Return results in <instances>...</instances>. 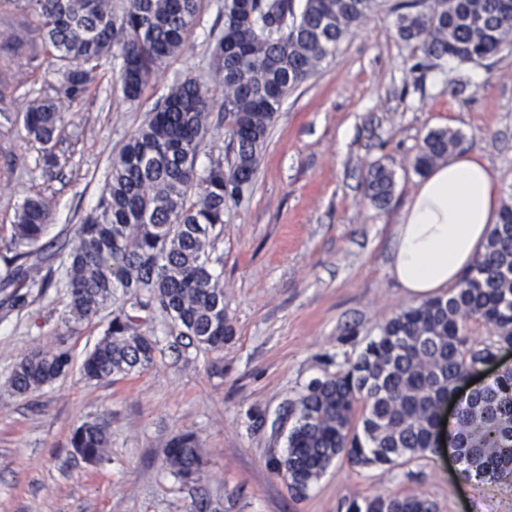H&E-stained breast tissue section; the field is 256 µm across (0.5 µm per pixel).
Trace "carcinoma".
<instances>
[{
    "mask_svg": "<svg viewBox=\"0 0 512 512\" xmlns=\"http://www.w3.org/2000/svg\"><path fill=\"white\" fill-rule=\"evenodd\" d=\"M39 31L61 74L56 98L36 100L22 115L25 137L40 145L35 168L60 167L55 152L62 116L57 101L83 100L121 47L125 97L139 100L156 70L180 53L201 0H16ZM237 0H224V35L212 56L224 85V127L232 161L204 170L197 158L212 115L208 87L177 80L112 159L110 177L96 207L75 229L74 244L58 268L43 270L41 241L52 220L51 202L27 195L10 226L0 290L11 308L57 283L65 288L66 324L78 326L109 311L103 337L82 364L89 381L126 376L154 364L159 341L150 323L160 313L187 345L224 350L234 331L224 307V287L214 266L224 264L228 202L247 198L282 101L336 53L377 10L380 0H256L252 19L233 29ZM397 37L419 46L428 59L481 64L512 47V0H407L391 8ZM462 141L457 132L432 129L423 138L413 171L425 174ZM394 173L381 163L364 177V195L389 206ZM488 336L476 339L474 327ZM502 346H512V204H504L484 251L445 296L395 312L357 354L336 372L311 381L290 403L296 424L287 454L268 462L301 493L340 456L354 466H405L437 449L439 402ZM72 368L59 344L24 356L9 379L18 394L41 389ZM462 459L461 476L512 482V368L501 371L460 400L446 431ZM107 426L87 421L71 438L90 465L107 456ZM166 462L185 485L205 461L191 433L171 439ZM346 512H442L415 491L371 493L345 501Z\"/></svg>",
    "mask_w": 512,
    "mask_h": 512,
    "instance_id": "1",
    "label": "carcinoma"
}]
</instances>
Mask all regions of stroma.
<instances>
[{
    "mask_svg": "<svg viewBox=\"0 0 512 512\" xmlns=\"http://www.w3.org/2000/svg\"><path fill=\"white\" fill-rule=\"evenodd\" d=\"M224 0H202L184 51L126 100L113 55L98 89L61 104V166L42 177L39 146L16 123L0 124V241L18 203L39 190L54 221L41 243L44 265H59L75 227L97 204L110 162L176 80L206 84L215 108L224 87L211 53L223 32ZM388 8L372 14L335 55L283 102L262 150L247 202L224 214L219 270L234 334L221 352L175 351L166 319L152 333L163 350L149 368L115 381H86L80 366L106 324L64 322V293L52 288L21 310L0 304V512H343L344 499L413 490L442 512H512V490L460 478L450 460L402 468H355L338 458L301 495L268 466L285 455L294 419L286 409L312 381L356 357L399 309L412 305L388 272L394 230L419 177L414 157L429 130L459 132V152L477 151L512 197V49L482 65L424 56L399 40ZM18 46L0 49V67L35 72L43 95L60 76L24 12L0 9V29ZM394 171L387 209L364 196L373 163ZM73 368L27 395L12 391L15 364L58 342ZM108 424L109 463L74 456L77 426ZM196 436L208 463L195 484L170 471L174 436Z\"/></svg>",
    "mask_w": 512,
    "mask_h": 512,
    "instance_id": "35a3bbf8",
    "label": "stroma"
}]
</instances>
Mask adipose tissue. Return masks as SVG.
Masks as SVG:
<instances>
[{"instance_id": "1", "label": "adipose tissue", "mask_w": 512, "mask_h": 512, "mask_svg": "<svg viewBox=\"0 0 512 512\" xmlns=\"http://www.w3.org/2000/svg\"><path fill=\"white\" fill-rule=\"evenodd\" d=\"M501 183L482 154L449 156L421 178L396 227L389 273L415 299L439 295L483 252Z\"/></svg>"}]
</instances>
